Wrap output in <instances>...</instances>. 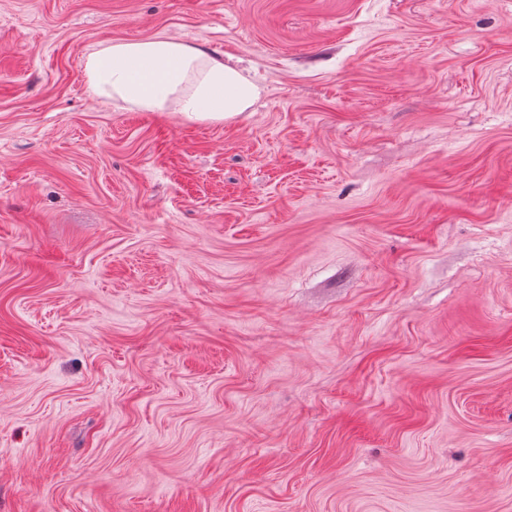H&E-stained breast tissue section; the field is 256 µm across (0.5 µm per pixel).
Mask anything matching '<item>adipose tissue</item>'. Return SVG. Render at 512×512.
I'll list each match as a JSON object with an SVG mask.
<instances>
[{
	"label": "adipose tissue",
	"mask_w": 512,
	"mask_h": 512,
	"mask_svg": "<svg viewBox=\"0 0 512 512\" xmlns=\"http://www.w3.org/2000/svg\"><path fill=\"white\" fill-rule=\"evenodd\" d=\"M100 97L189 121H223L251 108L260 86L231 61L170 38L115 43L84 64Z\"/></svg>",
	"instance_id": "ef3b65f1"
}]
</instances>
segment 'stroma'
<instances>
[{"label":"stroma","instance_id":"35a3bbf8","mask_svg":"<svg viewBox=\"0 0 512 512\" xmlns=\"http://www.w3.org/2000/svg\"><path fill=\"white\" fill-rule=\"evenodd\" d=\"M0 512H512V0H0ZM84 68L98 96L145 112L173 110L188 121L231 119L261 96L231 59L170 38L105 46Z\"/></svg>","mask_w":512,"mask_h":512}]
</instances>
